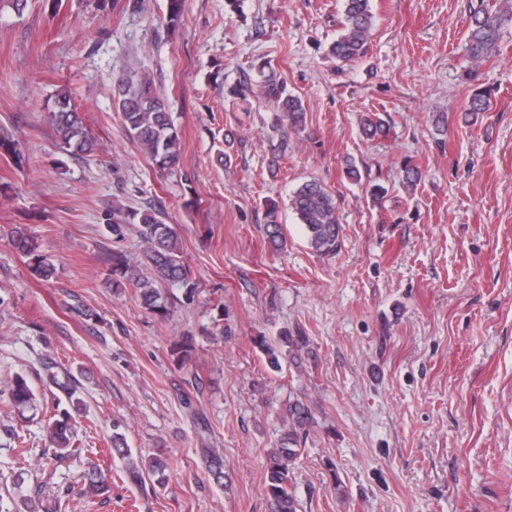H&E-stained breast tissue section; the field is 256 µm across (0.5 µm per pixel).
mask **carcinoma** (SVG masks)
Listing matches in <instances>:
<instances>
[{
	"label": "carcinoma",
	"instance_id": "1",
	"mask_svg": "<svg viewBox=\"0 0 512 512\" xmlns=\"http://www.w3.org/2000/svg\"><path fill=\"white\" fill-rule=\"evenodd\" d=\"M507 8H482L470 16L465 51L470 59L482 63L498 49L501 30L505 23H512V4L504 0ZM374 15L371 0H344L343 20L336 39L329 46V54L343 66L354 65L363 57L371 31ZM264 94L278 108L279 130L290 131L305 124V108L302 100L287 92L284 83L274 76L266 77ZM114 105L122 124L140 151L161 171H173L179 163V132L175 127L165 98L153 89L149 77L144 73L124 72L114 79ZM56 110L50 113V122L56 132L61 148L70 154L89 155L94 150L95 140L84 126L71 105V92L61 89L55 100ZM490 105L485 90L474 87L470 90L466 112L472 120ZM391 124L382 117L370 114L362 121V134L373 139L389 135ZM290 205L298 221L303 225L310 247L318 254L331 256L340 246L341 227L338 222V207L335 198L323 184L315 179L304 182L290 197ZM135 231L145 246L144 265L152 271L145 276L130 266L123 255L112 253L110 285L118 290L128 284L139 293L142 307L163 316L167 311L168 298L156 287L158 282L178 285L182 289L185 303L194 301L197 293L191 273L181 259L178 238L173 227L163 221L161 214L152 210L127 211L112 218L108 225L112 238L121 240L129 227ZM14 249L28 260L31 274L39 280H48L54 274V266L42 254L40 245L25 231L18 228L11 239ZM257 347L267 357L271 366L279 364V347L266 337L256 341ZM196 351V337L186 334L171 346L170 356L179 367L192 360ZM0 397L7 405L17 409L34 404L35 394L25 377L15 375L0 390ZM71 415L63 411L58 418L47 424L46 433L53 456L60 457L70 447ZM312 423V414L307 406L297 401L288 406V429L285 430L280 447L267 453L264 490L273 506V512H297V501L288 489L290 466L301 455V435ZM209 473L217 484H224V464L221 457L206 448ZM110 453L126 460V474L137 484L150 475L164 474L167 463L159 457L148 463L137 461L127 448L122 434H112ZM107 487V477L99 466L85 476L81 494H97Z\"/></svg>",
	"mask_w": 512,
	"mask_h": 512
}]
</instances>
